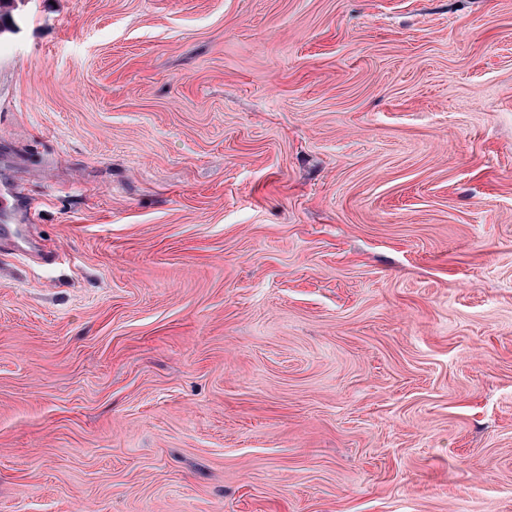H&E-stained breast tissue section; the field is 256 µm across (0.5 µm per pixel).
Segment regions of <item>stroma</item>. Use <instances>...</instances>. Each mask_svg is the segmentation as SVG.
Returning a JSON list of instances; mask_svg holds the SVG:
<instances>
[{
  "label": "stroma",
  "mask_w": 512,
  "mask_h": 512,
  "mask_svg": "<svg viewBox=\"0 0 512 512\" xmlns=\"http://www.w3.org/2000/svg\"><path fill=\"white\" fill-rule=\"evenodd\" d=\"M0 512H512V0H18Z\"/></svg>",
  "instance_id": "stroma-1"
}]
</instances>
